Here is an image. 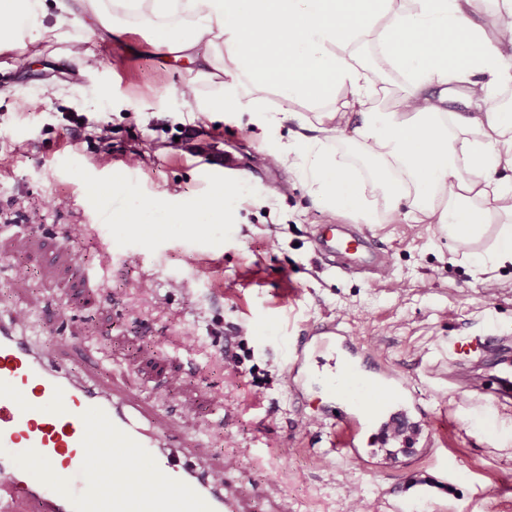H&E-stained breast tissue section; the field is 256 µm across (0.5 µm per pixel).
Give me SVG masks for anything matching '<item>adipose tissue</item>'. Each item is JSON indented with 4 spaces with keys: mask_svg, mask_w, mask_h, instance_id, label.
I'll list each match as a JSON object with an SVG mask.
<instances>
[{
    "mask_svg": "<svg viewBox=\"0 0 512 512\" xmlns=\"http://www.w3.org/2000/svg\"><path fill=\"white\" fill-rule=\"evenodd\" d=\"M103 0H0V42L58 39L77 20L125 34ZM147 14L152 45L190 53L221 93L198 114L251 112L277 123L258 97L313 106L278 153L317 206L377 223L380 214L440 224L459 247L493 235L479 272L512 265V0H112ZM373 44L378 64L359 46ZM403 75L398 109L382 105L384 72ZM254 95L244 98L241 79ZM464 102L465 110L448 105ZM347 139L375 162L362 176L329 143Z\"/></svg>",
    "mask_w": 512,
    "mask_h": 512,
    "instance_id": "1",
    "label": "adipose tissue"
}]
</instances>
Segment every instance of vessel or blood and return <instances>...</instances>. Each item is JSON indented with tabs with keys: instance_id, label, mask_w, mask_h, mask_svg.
I'll use <instances>...</instances> for the list:
<instances>
[{
	"instance_id": "obj_1",
	"label": "vessel or blood",
	"mask_w": 512,
	"mask_h": 512,
	"mask_svg": "<svg viewBox=\"0 0 512 512\" xmlns=\"http://www.w3.org/2000/svg\"><path fill=\"white\" fill-rule=\"evenodd\" d=\"M330 257L358 252L372 262L376 251L356 236L318 237ZM461 357H496L497 397L512 401V340L498 335L458 342ZM329 359L322 380L324 398L339 406L330 450L360 457L356 443L378 425L381 444L403 435L421 405L409 382L366 354L352 336L326 324L298 343L289 370L294 402L305 398L310 377L303 370L313 354ZM208 449L191 445L187 455L173 448L170 425L151 419L135 394L73 376L43 348L0 316V512H257L252 489L232 479L231 459L221 478L206 464ZM147 462L152 482L141 488L131 460ZM448 483L409 477L393 488L398 512L411 500L446 491Z\"/></svg>"
}]
</instances>
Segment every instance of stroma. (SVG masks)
<instances>
[{
    "label": "stroma",
    "instance_id": "35a3bbf8",
    "mask_svg": "<svg viewBox=\"0 0 512 512\" xmlns=\"http://www.w3.org/2000/svg\"><path fill=\"white\" fill-rule=\"evenodd\" d=\"M197 67L141 33L78 24L58 40L0 45V225L14 227L0 233V313L19 316L74 374L129 389L214 459L236 457L239 480L288 512H393L390 488L436 467L414 457L374 474L339 455L323 461L333 436L319 393L292 402L287 349L335 323L411 382L425 410L415 445L448 459L447 495L421 512H512V408L492 407L468 366L448 364L459 337H512V267L476 274L441 225L398 218L360 226L386 255L385 274L322 269L312 237L339 216L287 165L266 162L296 122L192 119L183 90L215 93ZM116 159L133 177L90 194L115 181ZM227 159L243 165L236 181L204 176ZM220 188L224 223H167ZM144 202L150 223L99 220ZM174 333L194 337L190 352L165 343ZM63 336L76 350L59 349ZM229 339L236 370L222 359Z\"/></svg>",
    "mask_w": 512,
    "mask_h": 512
}]
</instances>
